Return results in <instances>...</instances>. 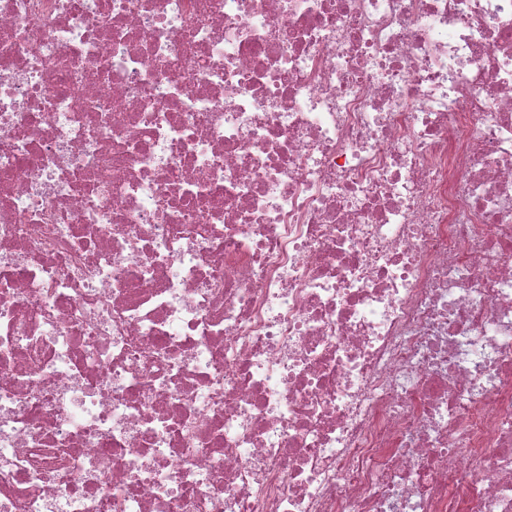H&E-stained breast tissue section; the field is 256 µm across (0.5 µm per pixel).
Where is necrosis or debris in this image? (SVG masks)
I'll list each match as a JSON object with an SVG mask.
<instances>
[{
	"label": "necrosis or debris",
	"instance_id": "obj_1",
	"mask_svg": "<svg viewBox=\"0 0 512 512\" xmlns=\"http://www.w3.org/2000/svg\"><path fill=\"white\" fill-rule=\"evenodd\" d=\"M0 512H512V0H0Z\"/></svg>",
	"mask_w": 512,
	"mask_h": 512
}]
</instances>
